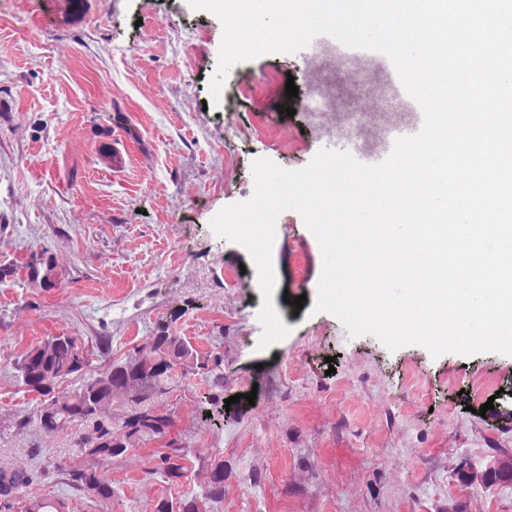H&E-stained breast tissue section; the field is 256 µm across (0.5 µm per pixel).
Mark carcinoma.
Segmentation results:
<instances>
[{
	"mask_svg": "<svg viewBox=\"0 0 512 512\" xmlns=\"http://www.w3.org/2000/svg\"><path fill=\"white\" fill-rule=\"evenodd\" d=\"M20 268L26 272L28 288L46 290L61 284L62 273L47 247L26 256L19 266L0 265V282L15 277ZM179 318L181 314L173 313L166 320H157L141 343L88 378L84 371L90 364L89 351L75 335H48L12 362L18 384L44 397L39 417L42 431L59 432L76 421L89 424L81 446L87 464L78 470L64 469L62 474L83 497L105 504L111 512H120V497L101 466L149 442L164 448L153 469L164 483L153 512H214V505L224 500V482L231 471L221 453L202 462L209 470L204 488L178 497L168 493L189 480L195 463L191 449L172 437L175 420L172 411L163 407L165 398L185 379L197 375L214 391L205 397L206 404L218 405L224 392V352L217 348L200 352L180 334L176 325ZM73 377L81 382L67 391L58 389ZM455 476L468 488L512 483L509 468H458ZM36 479L32 470L0 468V512H13L19 502L23 512H66V502L57 495H23Z\"/></svg>",
	"mask_w": 512,
	"mask_h": 512,
	"instance_id": "obj_1",
	"label": "carcinoma"
}]
</instances>
